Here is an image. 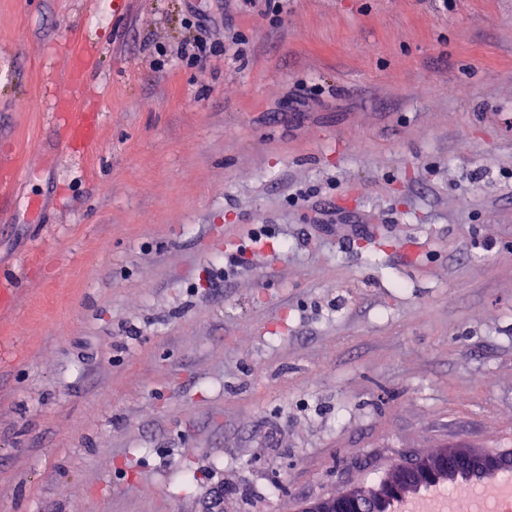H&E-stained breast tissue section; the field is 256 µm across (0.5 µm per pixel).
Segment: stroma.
I'll use <instances>...</instances> for the list:
<instances>
[{
	"mask_svg": "<svg viewBox=\"0 0 512 512\" xmlns=\"http://www.w3.org/2000/svg\"><path fill=\"white\" fill-rule=\"evenodd\" d=\"M0 157V512H299L512 452V0H0ZM207 42L194 39L193 42L189 41L184 43L177 51V56L184 60H191L192 63L199 66L201 69L205 68L207 62ZM90 56L88 51L78 56L72 67L70 78L63 83L66 90L54 98V117L62 130L63 149H67L74 141L90 145L95 140L91 122L84 112H78V99L75 97L76 87L82 81L85 63Z\"/></svg>",
	"mask_w": 512,
	"mask_h": 512,
	"instance_id": "35a3bbf8",
	"label": "stroma"
}]
</instances>
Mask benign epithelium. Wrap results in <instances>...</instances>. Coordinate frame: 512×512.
Listing matches in <instances>:
<instances>
[{"mask_svg": "<svg viewBox=\"0 0 512 512\" xmlns=\"http://www.w3.org/2000/svg\"><path fill=\"white\" fill-rule=\"evenodd\" d=\"M469 463L480 470V483L496 480L512 471V456L504 453L446 448L434 456H420L395 467L385 483L370 490H349L340 495L306 502L300 512H394L396 503L413 489H428L442 483L440 473Z\"/></svg>", "mask_w": 512, "mask_h": 512, "instance_id": "benign-epithelium-1", "label": "benign epithelium"}]
</instances>
